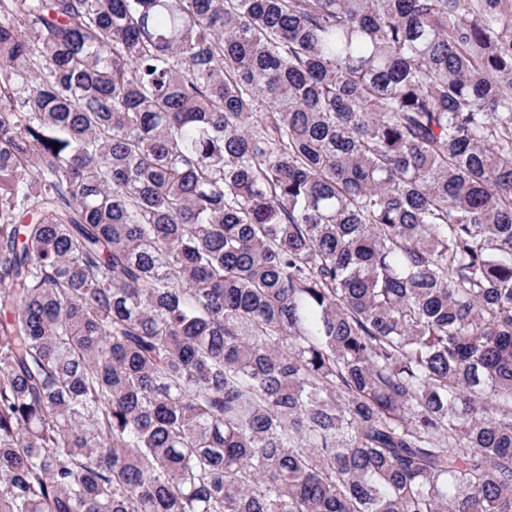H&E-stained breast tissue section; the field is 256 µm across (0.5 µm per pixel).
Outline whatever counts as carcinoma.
I'll return each instance as SVG.
<instances>
[{"instance_id":"carcinoma-1","label":"carcinoma","mask_w":512,"mask_h":512,"mask_svg":"<svg viewBox=\"0 0 512 512\" xmlns=\"http://www.w3.org/2000/svg\"><path fill=\"white\" fill-rule=\"evenodd\" d=\"M0 512H512V0H0Z\"/></svg>"}]
</instances>
